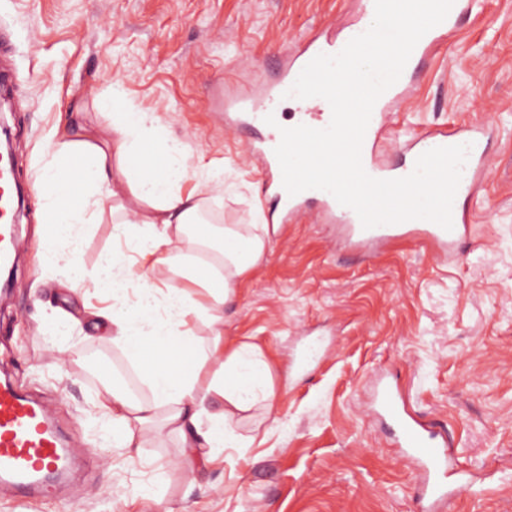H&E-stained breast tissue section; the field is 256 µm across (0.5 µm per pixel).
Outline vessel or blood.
Listing matches in <instances>:
<instances>
[{"instance_id":"obj_1","label":"vessel or blood","mask_w":512,"mask_h":512,"mask_svg":"<svg viewBox=\"0 0 512 512\" xmlns=\"http://www.w3.org/2000/svg\"><path fill=\"white\" fill-rule=\"evenodd\" d=\"M474 6L475 0H454L446 19L419 40L399 80L377 100L361 151L367 174L377 179H395L411 174L419 156L430 149L469 145L470 151L452 206V229H443L423 219L366 229L356 212L339 204L330 193L309 189L292 196L283 187L280 164L274 153L280 133L266 124L264 118L277 113L285 93L314 57L321 53H339L353 37L371 26L375 14L374 0H363L360 19L339 37L333 38L322 32L309 36L300 50L286 52L285 65L281 66L261 99L237 98L224 104L225 111L236 113L244 126L255 132L249 151L263 160L262 199L272 207L280 223H294L303 209L316 210L324 223L337 225L343 230L354 253L368 260L373 259L380 248L396 240L411 241L429 251L431 256L451 259L459 258L464 247L475 242L473 204L492 172L491 157L486 147V141L492 134L491 124L429 126L397 141L396 152L401 157L397 165L382 164L377 155L388 121L406 104L409 86L417 73ZM301 105L297 124L318 129L328 126L332 112L325 99H305ZM373 401L377 415L394 428L402 455L413 461L418 469L420 512H447L452 503L471 495L469 480L452 472L448 464L447 433L430 430L406 406L400 389L391 382L379 383ZM70 457L71 452L49 420L46 409L18 393L9 382H1L0 484L19 489L28 496H36L44 489L46 476L61 472Z\"/></svg>"}]
</instances>
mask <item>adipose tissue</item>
I'll return each instance as SVG.
<instances>
[{
  "label": "adipose tissue",
  "instance_id": "obj_1",
  "mask_svg": "<svg viewBox=\"0 0 512 512\" xmlns=\"http://www.w3.org/2000/svg\"><path fill=\"white\" fill-rule=\"evenodd\" d=\"M112 130L116 139L110 145L88 136L59 142V154L78 155L79 163L50 168L40 181L45 260L68 270L75 266L88 212L103 214L117 194L116 178H123L137 206L115 231L129 253L106 256L98 266L95 277L111 292L112 303L96 316L138 362L149 395L138 399L115 385L105 388L100 406L112 418L113 447L130 454L145 434L164 432L179 439L183 464L191 470L224 449L250 447L249 438L236 434L231 409L274 407L277 392L267 362L248 345L225 350L219 313L234 297L238 280L260 264L271 228L228 224L199 237L201 203L180 192L188 176L182 143L154 141L147 116L131 109L113 113ZM187 244L217 250L219 268L203 269L199 258L184 254ZM151 259L168 267L164 286L134 269L136 262ZM189 316L209 328L208 347L185 330ZM217 398L226 407L215 412Z\"/></svg>",
  "mask_w": 512,
  "mask_h": 512
}]
</instances>
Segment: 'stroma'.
<instances>
[{
  "mask_svg": "<svg viewBox=\"0 0 512 512\" xmlns=\"http://www.w3.org/2000/svg\"><path fill=\"white\" fill-rule=\"evenodd\" d=\"M361 0H0V72L10 96L0 128L14 147L13 176L26 213L15 231L12 289L0 298V376L48 404L90 465L69 486L20 503L0 490V512H156L154 486L172 512H418L416 471L367 406L376 374L389 373L407 404L444 425L474 493L449 512H512V0L478 8L410 88L393 133L429 124L493 121L494 171L476 210L478 244L433 261L396 243L364 261L342 249L310 213L286 225L266 258L224 306V345H251L271 370V414H234L248 448L213 463L176 467L182 450L147 435L138 461L111 442L97 407L100 371L132 367L95 329L90 311L111 305L95 285L101 255L121 251L113 224L133 200L89 225L77 253L79 288L38 256L39 183L71 112L89 131L112 129L95 97L148 113L182 139L190 170L182 193L220 224H264L261 168L246 136L224 125V94L271 79L299 35L355 17ZM320 350L306 365L308 345ZM98 347L94 373L85 351Z\"/></svg>",
  "mask_w": 512,
  "mask_h": 512,
  "instance_id": "1",
  "label": "stroma"
}]
</instances>
